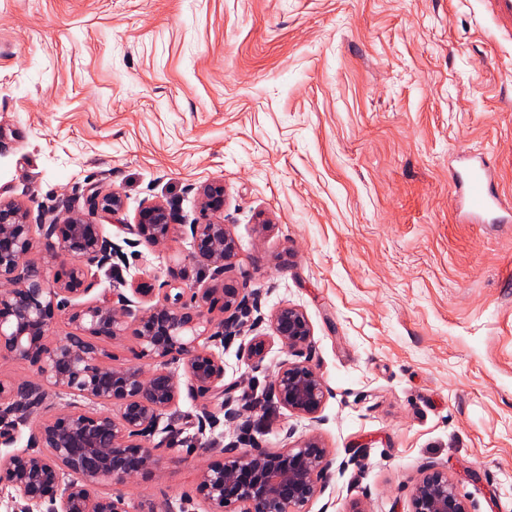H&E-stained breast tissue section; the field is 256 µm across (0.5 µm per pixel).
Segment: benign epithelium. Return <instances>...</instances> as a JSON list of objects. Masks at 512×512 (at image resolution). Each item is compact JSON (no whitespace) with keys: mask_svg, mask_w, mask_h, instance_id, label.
<instances>
[{"mask_svg":"<svg viewBox=\"0 0 512 512\" xmlns=\"http://www.w3.org/2000/svg\"><path fill=\"white\" fill-rule=\"evenodd\" d=\"M91 213L113 214L120 200L115 192L92 191ZM175 225L165 206L143 207L133 231L158 243ZM194 252L221 276L237 259L236 243L220 222L190 225ZM40 248L56 258L67 255L69 266L50 277L31 263ZM117 244L99 225L84 218L29 224L27 213L0 202V359L24 361L36 368V380L0 382V445L14 440V430L28 425L37 412L41 421L30 431L28 449L0 462V485L12 488L17 512H173L166 502L131 503L124 493L102 496L98 486H123L158 464L155 449L140 439L155 429L177 402L180 382L169 369L184 368L187 389L194 394L224 395V332L243 324L250 313L248 297L239 288H224L219 324L210 317L212 288L175 289L141 282L132 296L122 292L89 294L96 272L104 268ZM190 298H185L186 292ZM66 312L71 331L53 335L55 312ZM273 337L298 353L308 346L312 328L295 307H282L272 317ZM131 336L134 363L112 364L109 344ZM266 337H253L246 347L249 361L259 364ZM71 393L89 405L70 403L55 411L47 389ZM328 392L322 376L308 363H285L269 393L288 411L314 420ZM120 403L117 417L104 410ZM222 459L199 469L197 493L204 512H307L318 481L330 467L328 453L314 436L276 452L242 451L230 444ZM410 512H472L448 473L432 469L416 483Z\"/></svg>","mask_w":512,"mask_h":512,"instance_id":"benign-epithelium-1","label":"benign epithelium"}]
</instances>
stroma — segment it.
<instances>
[{
    "instance_id": "1",
    "label": "stroma",
    "mask_w": 512,
    "mask_h": 512,
    "mask_svg": "<svg viewBox=\"0 0 512 512\" xmlns=\"http://www.w3.org/2000/svg\"><path fill=\"white\" fill-rule=\"evenodd\" d=\"M466 150L512 207V44L472 0H0V201L100 225L120 250L98 292L232 285L259 321L225 338L223 403L181 392L143 438L161 463L123 486L135 504L201 512L221 448L313 433L332 466L307 512H409L428 465L472 512H512V223L461 218ZM207 184L238 248L218 278L188 257ZM94 188L121 210L89 213ZM154 203L177 231L125 245ZM285 305L328 386L314 421L266 395L297 356L240 352Z\"/></svg>"
}]
</instances>
